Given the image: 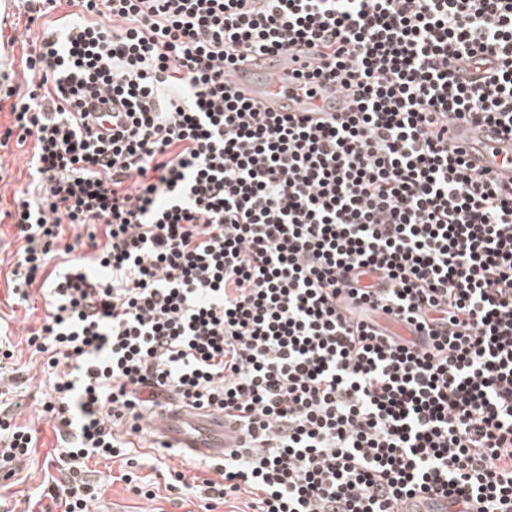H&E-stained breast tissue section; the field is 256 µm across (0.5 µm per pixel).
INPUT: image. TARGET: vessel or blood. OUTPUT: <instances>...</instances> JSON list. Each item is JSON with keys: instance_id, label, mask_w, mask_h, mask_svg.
Here are the masks:
<instances>
[{"instance_id": "b4317fda", "label": "vessel or blood", "mask_w": 512, "mask_h": 512, "mask_svg": "<svg viewBox=\"0 0 512 512\" xmlns=\"http://www.w3.org/2000/svg\"><path fill=\"white\" fill-rule=\"evenodd\" d=\"M289 64L287 59L268 63L257 57L235 69L230 80L238 90L259 98L263 110L269 112H302L314 107L323 112L344 111L347 99L341 93H324L312 100L294 96L288 83ZM475 143L467 147V160L474 170L491 168L501 176L512 175V169L503 167L502 160L512 156V140L506 139L491 127L478 130ZM184 415H165L157 424L159 431L170 442L176 443L187 455L220 457L225 450L240 447L242 438L236 427L216 416L207 423L204 438L186 434L183 429Z\"/></svg>"}]
</instances>
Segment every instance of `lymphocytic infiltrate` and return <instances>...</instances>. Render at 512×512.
Masks as SVG:
<instances>
[{
    "label": "lymphocytic infiltrate",
    "mask_w": 512,
    "mask_h": 512,
    "mask_svg": "<svg viewBox=\"0 0 512 512\" xmlns=\"http://www.w3.org/2000/svg\"><path fill=\"white\" fill-rule=\"evenodd\" d=\"M42 34L0 86L13 294L41 291L48 495L91 512L88 462L143 512H512V178L470 168L461 120L512 136V0H26ZM344 112H264L255 55ZM112 115V131L97 129ZM0 384V459L29 455ZM245 436L132 472L163 409Z\"/></svg>",
    "instance_id": "lymphocytic-infiltrate-1"
}]
</instances>
